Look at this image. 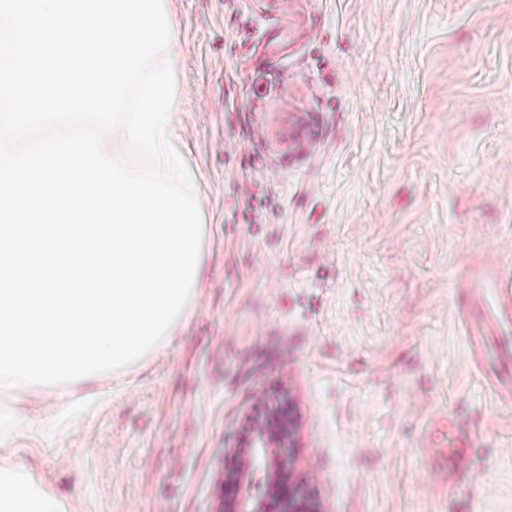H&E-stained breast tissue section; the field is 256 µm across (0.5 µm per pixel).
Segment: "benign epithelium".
<instances>
[{
  "instance_id": "7a95c632",
  "label": "benign epithelium",
  "mask_w": 512,
  "mask_h": 512,
  "mask_svg": "<svg viewBox=\"0 0 512 512\" xmlns=\"http://www.w3.org/2000/svg\"><path fill=\"white\" fill-rule=\"evenodd\" d=\"M263 404L255 399L244 415L239 438L224 449L234 459V465L224 470V484L237 490V512H270V497L281 479V472L271 469L270 457L278 455L285 464L297 447L296 420L291 416L272 419Z\"/></svg>"
}]
</instances>
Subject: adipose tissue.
I'll return each mask as SVG.
<instances>
[{
    "label": "adipose tissue",
    "instance_id": "ef3b65f1",
    "mask_svg": "<svg viewBox=\"0 0 512 512\" xmlns=\"http://www.w3.org/2000/svg\"><path fill=\"white\" fill-rule=\"evenodd\" d=\"M0 512H63L60 499L33 480L12 448H0Z\"/></svg>",
    "mask_w": 512,
    "mask_h": 512
}]
</instances>
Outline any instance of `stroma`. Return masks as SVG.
I'll list each match as a JSON object with an SVG mask.
<instances>
[{
	"mask_svg": "<svg viewBox=\"0 0 512 512\" xmlns=\"http://www.w3.org/2000/svg\"><path fill=\"white\" fill-rule=\"evenodd\" d=\"M163 5L202 285L107 403L0 387V445L79 512H224L261 391L323 512H512V317L469 340L512 277V0ZM468 436L461 429H454L453 432L445 433L443 442L434 441L430 435L425 440V447L430 448V455L442 463H447L448 459L453 462H461L467 448Z\"/></svg>",
	"mask_w": 512,
	"mask_h": 512,
	"instance_id": "1",
	"label": "stroma"
}]
</instances>
